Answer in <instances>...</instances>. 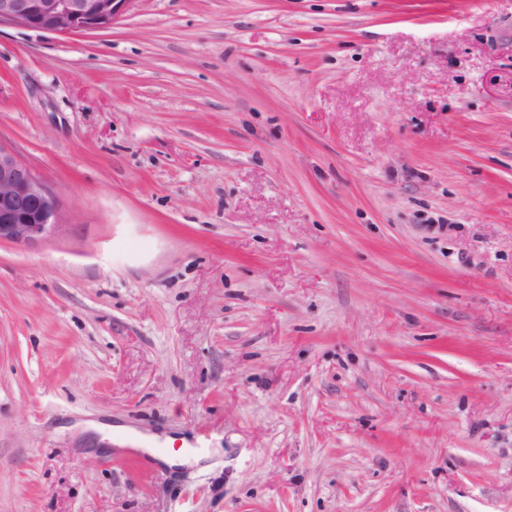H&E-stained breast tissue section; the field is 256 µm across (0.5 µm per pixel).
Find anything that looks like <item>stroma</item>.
Wrapping results in <instances>:
<instances>
[{
  "label": "stroma",
  "mask_w": 512,
  "mask_h": 512,
  "mask_svg": "<svg viewBox=\"0 0 512 512\" xmlns=\"http://www.w3.org/2000/svg\"><path fill=\"white\" fill-rule=\"evenodd\" d=\"M0 144V512H512V0L4 23ZM0 242L29 244L63 224L56 197L43 180L0 144Z\"/></svg>",
  "instance_id": "35a3bbf8"
}]
</instances>
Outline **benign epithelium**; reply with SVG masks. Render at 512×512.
Returning <instances> with one entry per match:
<instances>
[{"mask_svg":"<svg viewBox=\"0 0 512 512\" xmlns=\"http://www.w3.org/2000/svg\"><path fill=\"white\" fill-rule=\"evenodd\" d=\"M130 0H0V23L48 33L111 26ZM63 223L56 197L43 180L0 144V242L29 244Z\"/></svg>","mask_w":512,"mask_h":512,"instance_id":"7a95c632","label":"benign epithelium"}]
</instances>
